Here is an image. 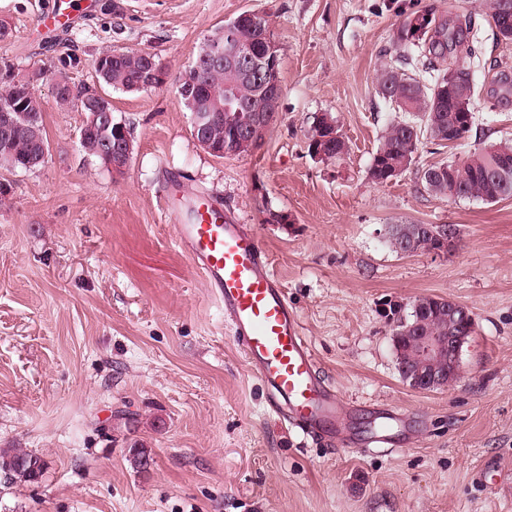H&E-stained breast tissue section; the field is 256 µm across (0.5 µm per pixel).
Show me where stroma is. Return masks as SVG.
Here are the masks:
<instances>
[{"instance_id":"obj_1","label":"stroma","mask_w":512,"mask_h":512,"mask_svg":"<svg viewBox=\"0 0 512 512\" xmlns=\"http://www.w3.org/2000/svg\"><path fill=\"white\" fill-rule=\"evenodd\" d=\"M54 0H0L13 30L0 62L45 71L49 158L0 169V448L40 455L35 486H0V512H512V198L448 201L424 168L512 141V41L489 0H92L44 33ZM436 7L482 23L476 123L458 143L422 141L411 167L379 184L369 168L394 106L375 93L398 27ZM244 11L269 15L280 45V118L254 152L197 146L176 92L204 39ZM155 54L169 77L110 91L135 152L121 173L79 148L84 112L52 91L59 57L75 87L98 91L106 50ZM321 114L350 145L324 161L307 148ZM180 177L247 225L300 316L319 366L346 402L352 450L306 438L271 415L224 310L177 247L162 190ZM291 215L271 224L269 212ZM393 224H454L444 255L392 249ZM424 296L468 309L459 375L417 391L402 381L391 303ZM407 414L399 448L371 442V411ZM150 449L136 469L133 444Z\"/></svg>"}]
</instances>
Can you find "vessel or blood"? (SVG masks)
<instances>
[{"label":"vessel or blood","mask_w":512,"mask_h":512,"mask_svg":"<svg viewBox=\"0 0 512 512\" xmlns=\"http://www.w3.org/2000/svg\"><path fill=\"white\" fill-rule=\"evenodd\" d=\"M167 210L180 249L223 304L234 340L268 392L270 411L303 434L351 448L339 429L345 403L319 371L300 318L254 235L218 201L188 191Z\"/></svg>","instance_id":"obj_1"}]
</instances>
